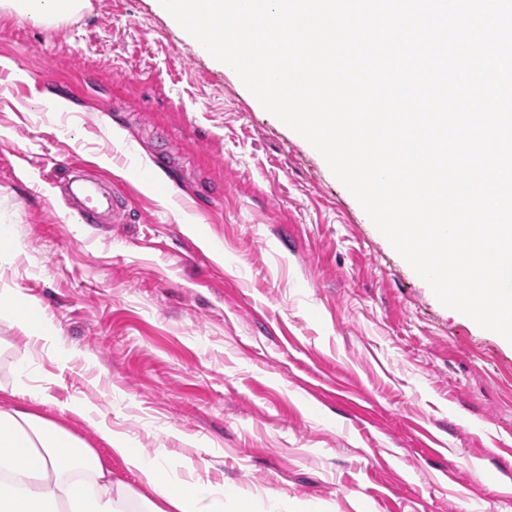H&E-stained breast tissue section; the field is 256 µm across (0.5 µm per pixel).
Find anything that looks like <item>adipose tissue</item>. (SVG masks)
Returning a JSON list of instances; mask_svg holds the SVG:
<instances>
[{"mask_svg": "<svg viewBox=\"0 0 512 512\" xmlns=\"http://www.w3.org/2000/svg\"><path fill=\"white\" fill-rule=\"evenodd\" d=\"M0 317L15 321L29 339L51 347L56 343L40 306L19 289L0 290ZM29 364L16 368V382L0 391V512H121L132 489L113 486L112 472L95 450L64 424L75 416L138 472L153 495L142 498L141 512H224V499L234 493L209 480L179 479L163 455L148 456L121 431L85 403H66L57 416H46L14 404L26 388ZM33 403L41 393L26 388Z\"/></svg>", "mask_w": 512, "mask_h": 512, "instance_id": "1", "label": "adipose tissue"}]
</instances>
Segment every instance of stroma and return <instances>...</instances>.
Wrapping results in <instances>:
<instances>
[{
    "label": "stroma",
    "instance_id": "obj_1",
    "mask_svg": "<svg viewBox=\"0 0 512 512\" xmlns=\"http://www.w3.org/2000/svg\"><path fill=\"white\" fill-rule=\"evenodd\" d=\"M68 153L111 182L116 222L71 221ZM2 224L0 287L72 355L0 319V384L26 357L40 411L93 405L238 487L224 512H512V345L438 302L155 0H87L56 27L0 11ZM69 425L137 512L139 474Z\"/></svg>",
    "mask_w": 512,
    "mask_h": 512
}]
</instances>
